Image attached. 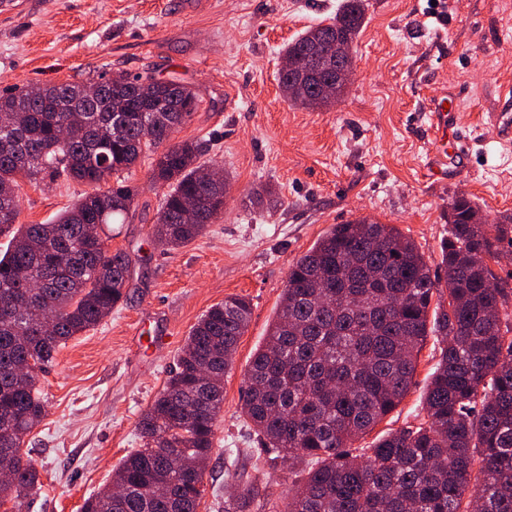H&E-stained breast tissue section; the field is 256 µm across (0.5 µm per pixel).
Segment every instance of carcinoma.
Listing matches in <instances>:
<instances>
[{"label": "carcinoma", "instance_id": "carcinoma-1", "mask_svg": "<svg viewBox=\"0 0 512 512\" xmlns=\"http://www.w3.org/2000/svg\"><path fill=\"white\" fill-rule=\"evenodd\" d=\"M364 21L363 0H342L282 54L299 59L336 36L353 44ZM198 106L187 85L125 73L0 95V235L11 234L0 253V507L22 512L40 486L36 461L21 451L45 413L35 371L125 296L131 256L108 246L112 225L136 210L138 189L124 173L153 153L151 179L167 191L151 236L165 247L224 216L227 183H215L196 143L173 141ZM104 131L112 149L94 163ZM60 178L112 185L48 224H17L21 182ZM185 198L197 203L191 216ZM476 208L464 194L450 205L442 283L413 240L369 218L334 225L292 265L242 404L294 476L282 512H512V284L489 265L512 245V214L473 224ZM91 225L99 238L86 235ZM442 287L448 305L434 306ZM251 313L246 297L230 295L200 317L140 417L144 447L83 512H198L224 374ZM429 336L441 348L424 417L353 446L402 402ZM258 496L246 484L224 498V512H251Z\"/></svg>", "mask_w": 512, "mask_h": 512}]
</instances>
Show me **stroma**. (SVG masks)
Listing matches in <instances>:
<instances>
[{"label": "stroma", "mask_w": 512, "mask_h": 512, "mask_svg": "<svg viewBox=\"0 0 512 512\" xmlns=\"http://www.w3.org/2000/svg\"><path fill=\"white\" fill-rule=\"evenodd\" d=\"M0 0V94L101 73L151 75L190 86L197 112L174 138L203 147V162L229 183L224 216L176 250L153 243L164 189L150 162L129 175L138 189L110 249L130 254L126 297L94 329L62 346L36 387L45 404L23 449L41 485L23 512H81L143 447L141 413L162 389L191 327L230 294L252 305L248 329L224 377L208 486L216 496L251 482L268 492L254 512H282L288 467L261 448L241 407L251 358L275 319L290 267L331 226L368 217L394 224L433 273L443 274L448 207L460 194L488 218L512 214V0H364L355 75L337 103L307 109L286 99L281 50L335 15L340 0ZM459 97L449 136L464 164L429 180L428 115L441 94ZM92 187L23 184L19 223L46 224ZM170 336L166 346L148 341ZM428 338L413 384L376 433L414 425L439 359ZM243 450L241 475L224 461Z\"/></svg>", "instance_id": "1"}]
</instances>
